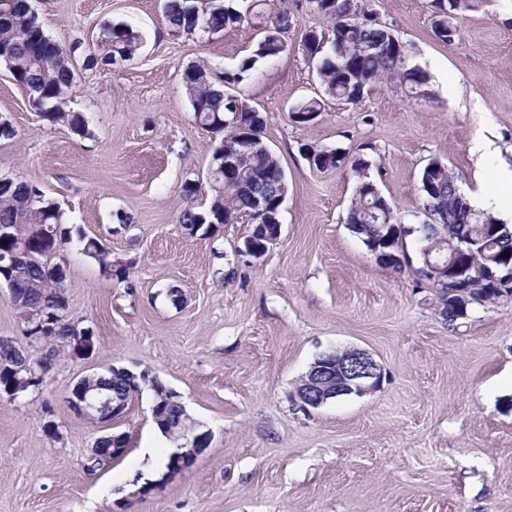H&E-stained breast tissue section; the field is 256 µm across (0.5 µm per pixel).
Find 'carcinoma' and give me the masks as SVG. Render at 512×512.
Segmentation results:
<instances>
[{
  "mask_svg": "<svg viewBox=\"0 0 512 512\" xmlns=\"http://www.w3.org/2000/svg\"><path fill=\"white\" fill-rule=\"evenodd\" d=\"M273 0H245L241 4L226 3L220 5L203 4L200 0H164V13L172 29L178 32L192 33L205 29L217 33L237 27L248 20L251 13L261 4ZM434 14L432 29L435 37L444 44L454 42L460 36L457 24H448V13L459 15L476 7V0H431ZM30 0H0V62L11 66L14 80L22 87L33 91V101L42 120L55 125L64 123L79 135L85 134L83 117L77 112L65 110V103L76 81L71 53L59 48L52 54L40 55L34 52V40L44 35L37 14L28 10ZM309 7L317 14L329 20L328 31L309 29L302 37L305 47L304 58L315 65L324 93L337 99L355 102L369 86L382 79H403L410 89L415 90L426 83V75L418 69L403 68L400 44L390 29L372 16V12L359 7L357 0H308ZM287 26L270 21V27L262 36L253 55L244 60L238 71L224 75V82L235 84L243 80V74L252 70L260 59L274 58L288 51ZM140 32L121 23H105L100 33L89 46L87 65L99 63L108 65L117 61L133 59L142 47ZM202 66H194L184 74L186 92L196 120L212 133L221 132L219 119L227 112L241 113L240 123H251L250 112L253 108L239 96L226 95L225 87L211 82L201 83ZM320 162L316 169L336 168L349 161L347 155L339 151L316 148ZM246 173L253 176L244 184H238L236 175L229 181L236 185L228 198V205L220 207L217 203L218 188L224 186V171L218 163H213L211 182V200L207 208L199 210L188 206L182 212L180 223L197 224L196 229L188 231L195 235L198 231L209 232L212 213L226 211L227 221L235 224L246 217L248 223L259 221L256 214V198L266 194L276 197L282 180V166L258 145L252 148L244 163ZM422 208L426 212L437 211L438 222L423 223L408 232H416L418 242L429 244L445 237L457 244H468L474 240L482 241L480 225L469 221L458 211L456 197L462 195L457 180L447 165L437 161L428 162L421 172ZM39 195V189L23 180L0 185V225L2 224H48L50 235L43 240L42 250H60L71 237V231L62 227L61 215L53 212V203L49 200L36 201L22 208L30 196ZM347 224L363 242L377 240L378 227L381 224H400L386 199L378 194H369L350 206ZM85 256L95 260L102 273L110 278L117 274L113 269L109 251L102 240L78 233ZM512 263V229L498 226L496 236L483 241V255L468 263L472 274L477 278L492 279L505 265ZM16 279L25 284L23 304L31 310L52 313L58 306L59 293L67 288V283L56 282L46 267L30 263L15 268L1 267L0 280L6 282ZM71 323L60 317L56 329L49 341L54 346L41 353L35 360L14 343L0 341V397L10 396L9 378L14 373L16 363L27 358L29 366L47 370L59 352V347H70ZM91 395L106 394L118 397L129 403L135 395L142 392L136 385L130 384L124 374L115 370L99 374L93 383L85 387ZM157 414L161 421L162 432L179 430L186 425L184 412L176 402L166 403ZM97 457L91 466L103 464L112 457V439L102 437L95 443Z\"/></svg>",
  "mask_w": 512,
  "mask_h": 512,
  "instance_id": "1",
  "label": "carcinoma"
}]
</instances>
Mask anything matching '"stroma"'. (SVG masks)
Instances as JSON below:
<instances>
[{"mask_svg": "<svg viewBox=\"0 0 512 512\" xmlns=\"http://www.w3.org/2000/svg\"><path fill=\"white\" fill-rule=\"evenodd\" d=\"M45 33L74 48L68 110L85 135L45 124L27 91L0 65V176L36 185L66 227L101 239L122 267L99 266L65 245V315L91 328L84 358L58 353L26 397L0 399V512H512V297L474 303L448 323L436 284L420 273L414 236L405 262L380 264L346 224L360 182L372 181L402 225L426 219L420 175L447 164L465 195L494 211L496 170L512 167V0H479L453 43L437 40L430 0H372L405 45L419 93L378 82L354 102L322 97L298 45L326 28L305 0L289 49L259 61L230 93L264 112V144L280 159L288 194L281 235L262 256L244 251L246 221L189 236L190 205H208L214 134L200 127L183 73L205 66L214 82L236 72L261 34L244 24L218 33L171 29L163 0H32ZM140 31L133 60L84 66L100 24ZM323 106L306 123L292 110ZM490 137L495 155L477 151ZM309 146L357 155L317 170ZM198 183L186 199V180ZM356 347L380 364L373 392L301 410L296 388L325 350ZM150 370L174 390L207 434L193 466L160 475L145 491L143 448L167 458L154 429L153 393L125 413L91 423L67 398L80 377L112 367ZM123 435L127 453L91 467L96 439Z\"/></svg>", "mask_w": 512, "mask_h": 512, "instance_id": "stroma-1", "label": "stroma"}]
</instances>
